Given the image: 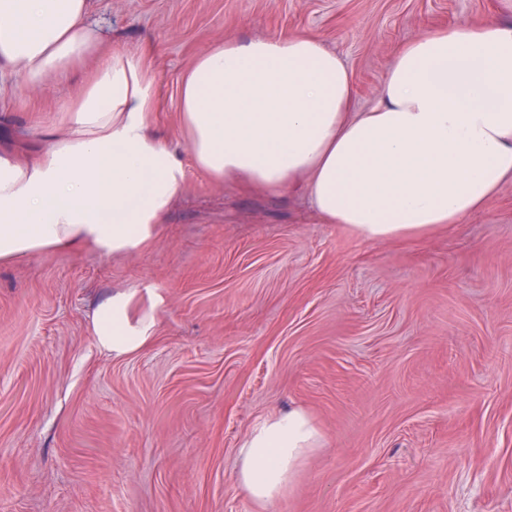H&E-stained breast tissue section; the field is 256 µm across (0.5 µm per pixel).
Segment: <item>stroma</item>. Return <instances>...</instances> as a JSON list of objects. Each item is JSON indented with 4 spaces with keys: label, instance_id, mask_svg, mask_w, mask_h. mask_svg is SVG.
Instances as JSON below:
<instances>
[{
    "label": "stroma",
    "instance_id": "1",
    "mask_svg": "<svg viewBox=\"0 0 512 512\" xmlns=\"http://www.w3.org/2000/svg\"><path fill=\"white\" fill-rule=\"evenodd\" d=\"M498 0H91L102 54L148 44L156 121L185 178L131 254L0 264V512H512V182L451 229L370 243L301 190L259 193L194 166L176 107L227 39L320 38L377 101L395 49ZM83 71L0 83V153L40 130ZM130 295L152 342L101 349L94 307ZM304 409L319 447L270 504L236 487L261 419Z\"/></svg>",
    "mask_w": 512,
    "mask_h": 512
}]
</instances>
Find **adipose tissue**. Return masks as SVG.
Instances as JSON below:
<instances>
[{
	"mask_svg": "<svg viewBox=\"0 0 512 512\" xmlns=\"http://www.w3.org/2000/svg\"><path fill=\"white\" fill-rule=\"evenodd\" d=\"M482 23L437 26L391 57L378 102L312 35L227 40L196 57L178 92L196 168L267 193L304 189L324 223L369 242L426 235L479 213L512 181V0ZM89 0H0V79L37 88L93 69L34 155L0 154V262L87 245L133 252L152 240L184 178L155 129L149 50L97 60ZM118 294L93 313L113 355L146 347ZM321 439L300 408L242 440L235 481L254 503L278 497Z\"/></svg>",
	"mask_w": 512,
	"mask_h": 512,
	"instance_id": "adipose-tissue-1",
	"label": "adipose tissue"
}]
</instances>
